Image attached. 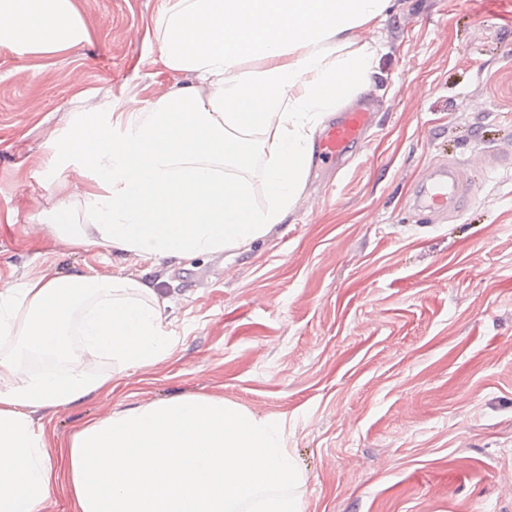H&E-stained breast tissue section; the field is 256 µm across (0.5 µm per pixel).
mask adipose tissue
I'll return each instance as SVG.
<instances>
[{
    "mask_svg": "<svg viewBox=\"0 0 512 512\" xmlns=\"http://www.w3.org/2000/svg\"><path fill=\"white\" fill-rule=\"evenodd\" d=\"M390 0H166L161 61L186 82L114 121L82 112L59 151L85 183L84 212L41 214L52 238L102 246L143 268L99 276L0 280V512H44L54 480L38 412L111 392L114 370L162 361L173 338L155 272L200 255L244 253L284 222L307 177L325 115L370 85L361 41ZM87 38L78 0H0V48L63 53ZM264 159L267 206L248 174ZM47 364L27 369L22 352ZM109 363L94 372L85 358Z\"/></svg>",
    "mask_w": 512,
    "mask_h": 512,
    "instance_id": "ef3b65f1",
    "label": "adipose tissue"
}]
</instances>
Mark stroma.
I'll list each match as a JSON object with an SVG mask.
<instances>
[{
    "label": "stroma",
    "instance_id": "obj_1",
    "mask_svg": "<svg viewBox=\"0 0 512 512\" xmlns=\"http://www.w3.org/2000/svg\"><path fill=\"white\" fill-rule=\"evenodd\" d=\"M165 0H80L89 38L49 56L0 49V278L84 268L106 250L54 241L38 214L80 202L54 169L75 113L151 105ZM364 99L369 143L310 168L283 224L247 253L204 255L161 288L179 341L112 391L49 413L44 512H73L69 445L86 422L208 395L283 424L303 512H512V0H391ZM457 163L466 206L431 222L414 185Z\"/></svg>",
    "mask_w": 512,
    "mask_h": 512
}]
</instances>
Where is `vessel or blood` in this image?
I'll list each match as a JSON object with an SVG mask.
<instances>
[{
	"label": "vessel or blood",
	"instance_id": "vessel-or-blood-1",
	"mask_svg": "<svg viewBox=\"0 0 512 512\" xmlns=\"http://www.w3.org/2000/svg\"><path fill=\"white\" fill-rule=\"evenodd\" d=\"M372 128V113L366 104L336 113L325 124L314 145L317 162L339 168L353 154L356 147L364 145ZM468 189L452 167L442 166L431 170L422 180L417 202L431 217H439L448 210L459 209Z\"/></svg>",
	"mask_w": 512,
	"mask_h": 512
}]
</instances>
